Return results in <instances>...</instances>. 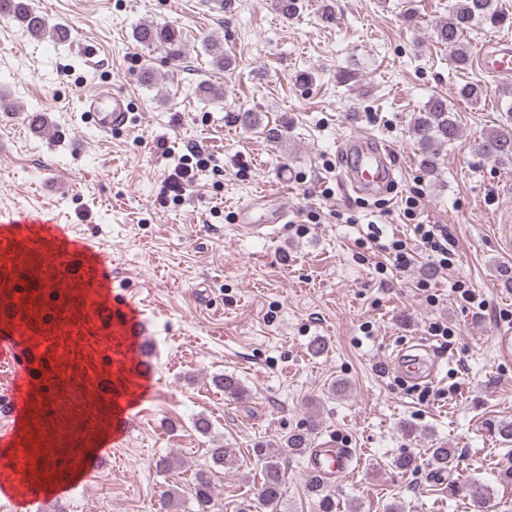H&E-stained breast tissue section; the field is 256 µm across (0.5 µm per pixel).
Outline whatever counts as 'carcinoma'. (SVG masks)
Returning <instances> with one entry per match:
<instances>
[{"mask_svg":"<svg viewBox=\"0 0 512 512\" xmlns=\"http://www.w3.org/2000/svg\"><path fill=\"white\" fill-rule=\"evenodd\" d=\"M7 2L6 16L18 25L33 39L49 38L56 44L67 42L69 33L62 25H52L40 12L32 9L26 0H0ZM276 10L286 19H292L299 14L301 0H274ZM506 20L505 13L498 9L496 0H454L448 5V18L436 27V37L439 43L448 46L452 53V63L457 69L464 70L471 64L469 43L466 42L465 33L477 23L489 24L493 27L501 25ZM136 40L145 47L161 46L166 49L169 56H180L184 43L183 31L171 25L143 24L135 29ZM205 49L212 56V62L219 68L230 66L229 59L224 57L222 43L212 40L205 42ZM412 136L420 149L426 153L424 156L425 168L432 172L435 170V161L427 152L435 145L444 146L453 143L459 137V124L448 100L443 98L432 99L424 111L415 118ZM481 153L501 161H512V127L507 125L491 129L483 134L480 143ZM224 393L235 399L246 396L247 390L235 377L226 375L220 379ZM319 428L315 419L292 432L284 439L285 447L294 456H304L308 448L312 447L314 436ZM210 459L213 465L231 468L235 465V454L229 448L210 449ZM258 454L263 457L262 481L260 497L268 504H279L283 499L285 485L284 474L276 456L263 452L258 447ZM457 460L455 449L440 445L431 449L430 466L442 471L454 466ZM307 495L312 501L315 512H336L335 494L331 490L328 478L315 472L308 475L306 482ZM477 504H487L491 501L489 486L478 481L470 480L456 487ZM189 494L196 505V512H209L213 497L214 486L208 471L199 470Z\"/></svg>","mask_w":512,"mask_h":512,"instance_id":"obj_1","label":"carcinoma"}]
</instances>
